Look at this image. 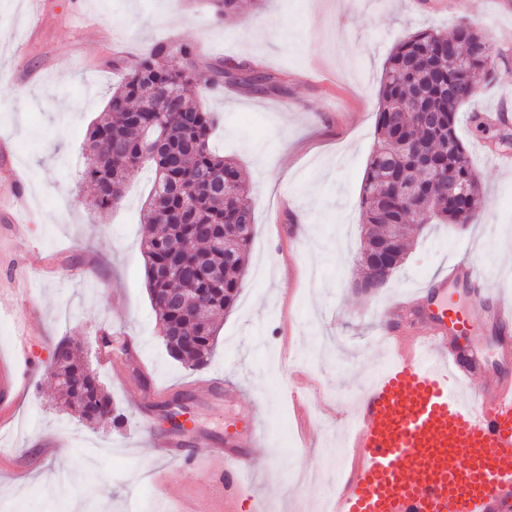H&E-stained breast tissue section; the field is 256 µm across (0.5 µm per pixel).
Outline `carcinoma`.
<instances>
[{
	"label": "carcinoma",
	"instance_id": "obj_1",
	"mask_svg": "<svg viewBox=\"0 0 512 512\" xmlns=\"http://www.w3.org/2000/svg\"><path fill=\"white\" fill-rule=\"evenodd\" d=\"M212 2L218 19L241 9L240 0ZM487 41L481 29L461 18L449 33L419 29L393 47L382 74L377 139L359 197L361 275L368 274L367 254L391 245L385 279L392 277L413 240L400 233L411 219L464 225L484 207L456 124L459 109L476 102L477 76L491 75L494 45L477 51ZM193 84L205 89L235 84L258 94L277 89L273 77L245 61L224 59L203 69L195 46L157 43L136 57L112 90L104 116L90 128L83 178L92 189L91 207L106 210L121 201L131 175L154 171L144 221L158 229L141 242L147 291L168 354L198 371L207 365L217 336L214 315L232 308L243 287L255 227L251 204L240 191L245 175L234 161L211 150L217 118L187 98L186 88ZM160 89L173 96L175 108L165 115L161 149L146 155L140 143L154 115L141 108ZM210 177L223 182L224 190L208 188ZM448 179L466 187L453 203L443 193ZM171 295L198 300L196 312L180 314L168 303ZM49 375L64 406L82 420L122 425L123 414L71 349H56Z\"/></svg>",
	"mask_w": 512,
	"mask_h": 512
}]
</instances>
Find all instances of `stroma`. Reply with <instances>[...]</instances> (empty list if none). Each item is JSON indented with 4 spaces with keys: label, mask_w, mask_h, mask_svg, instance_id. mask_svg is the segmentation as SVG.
<instances>
[{
    "label": "stroma",
    "mask_w": 512,
    "mask_h": 512,
    "mask_svg": "<svg viewBox=\"0 0 512 512\" xmlns=\"http://www.w3.org/2000/svg\"><path fill=\"white\" fill-rule=\"evenodd\" d=\"M43 20L32 26V15ZM480 24L499 52L491 78H479L476 105L512 113V0H255L231 20L209 6L179 0H0V135L15 143L13 162L27 176L30 213L0 220V290L31 295L35 314L18 323L0 310V359L25 337L34 368L30 396L0 429V512H156L171 492L169 512H224L204 473L156 461L147 439L161 426L149 395L165 390L188 409L186 448L208 457V442L248 412L260 421L243 477L247 512H306L335 496V473L319 457L361 386L387 352L376 311L410 300L447 273L462 244L485 287L512 291V167L496 165L498 132L476 131L460 112L457 132L468 144L485 206L470 224H427L382 288L366 294L358 275L362 217L358 206L375 143L377 91L397 40L422 27L446 32L460 17ZM123 40L141 52L154 43L196 45L201 65L247 61L276 77L265 95L226 85L188 91L220 123L212 146L247 174L244 191L255 219L248 271L230 312L218 314L209 365L190 372L167 354L145 276L142 220L153 174L131 176L121 206L95 212L82 181L89 125L105 110L124 71L108 47ZM131 340L143 367L120 384L103 355V330ZM77 348L126 420L92 426L57 404L47 374L60 342ZM304 370L314 393L297 418L283 388ZM221 376L238 395L206 392ZM62 446L44 457L46 438Z\"/></svg>",
    "instance_id": "1"
}]
</instances>
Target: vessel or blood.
Segmentation results:
<instances>
[{"mask_svg":"<svg viewBox=\"0 0 512 512\" xmlns=\"http://www.w3.org/2000/svg\"><path fill=\"white\" fill-rule=\"evenodd\" d=\"M13 145L0 139L6 187L26 205L25 182L12 162ZM468 254L422 294L431 315L424 330L385 333L394 350L389 365L364 385L350 414L346 445L350 471L341 477L335 512H512V381L482 382L483 366L469 351L477 318L448 300V289L476 277ZM499 333L512 332V295L496 291L481 318ZM210 449L222 469L208 475L225 512L243 495L242 447L254 445L256 426L226 433ZM159 461L194 467L179 442L152 443Z\"/></svg>","mask_w":512,"mask_h":512,"instance_id":"b4317fda","label":"vessel or blood"}]
</instances>
